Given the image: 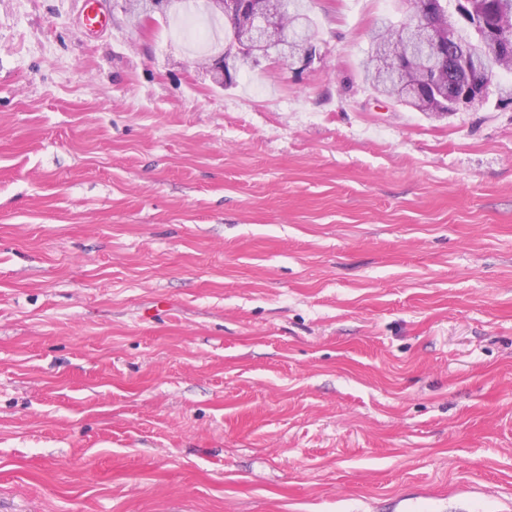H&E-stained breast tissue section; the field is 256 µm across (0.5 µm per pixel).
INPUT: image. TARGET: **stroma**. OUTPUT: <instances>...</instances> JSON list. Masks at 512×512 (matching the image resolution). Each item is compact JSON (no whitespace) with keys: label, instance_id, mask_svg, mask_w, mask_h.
Here are the masks:
<instances>
[{"label":"stroma","instance_id":"35a3bbf8","mask_svg":"<svg viewBox=\"0 0 512 512\" xmlns=\"http://www.w3.org/2000/svg\"><path fill=\"white\" fill-rule=\"evenodd\" d=\"M311 7L224 87L200 0H0V512L512 499V105L375 97L414 0ZM168 1L169 0H144L141 2L139 7L140 14L137 7L132 4L130 9L126 11L125 15H129L130 17L132 16V20H135L136 18L139 21L140 19V23L145 25L152 22L156 14H163L165 12ZM414 23V18L412 16L407 17L406 19L400 21L398 24H394L390 22L387 24L384 22L381 27L377 31H375L373 36V42L375 48L371 55L363 62L362 68L364 76L366 80L369 82L370 86L375 90H379L378 84L375 82L374 74H380L383 68H389L390 72L395 71L397 68H401L405 61L408 62L410 66L411 57L408 55L412 52L403 51L398 55L394 56L390 60L381 59L376 56V44L378 40H389L395 42L397 44H402L406 35V31L408 28ZM444 497V493L434 488L415 487L393 500L392 508L395 512H417V502L420 499L439 502Z\"/></svg>","mask_w":512,"mask_h":512}]
</instances>
